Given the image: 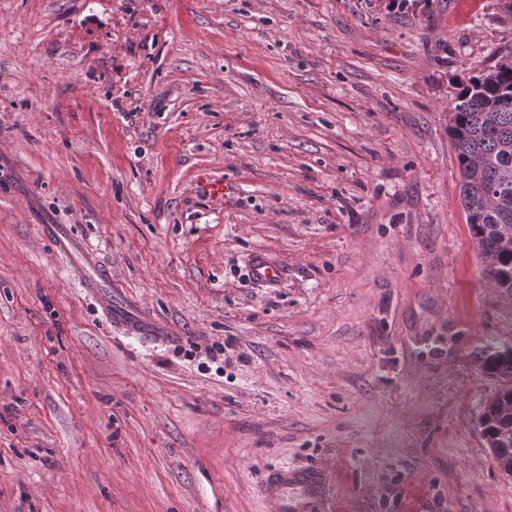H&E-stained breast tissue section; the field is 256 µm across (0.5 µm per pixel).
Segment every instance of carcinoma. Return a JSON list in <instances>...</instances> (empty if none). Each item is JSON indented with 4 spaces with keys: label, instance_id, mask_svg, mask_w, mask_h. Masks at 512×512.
I'll list each match as a JSON object with an SVG mask.
<instances>
[{
    "label": "carcinoma",
    "instance_id": "1",
    "mask_svg": "<svg viewBox=\"0 0 512 512\" xmlns=\"http://www.w3.org/2000/svg\"><path fill=\"white\" fill-rule=\"evenodd\" d=\"M448 137L456 155L460 200L482 262V273L512 299V49L459 83ZM484 376L499 382L479 427L493 459L512 476V345L481 353Z\"/></svg>",
    "mask_w": 512,
    "mask_h": 512
}]
</instances>
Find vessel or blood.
Instances as JSON below:
<instances>
[{
    "label": "vessel or blood",
    "mask_w": 512,
    "mask_h": 512,
    "mask_svg": "<svg viewBox=\"0 0 512 512\" xmlns=\"http://www.w3.org/2000/svg\"><path fill=\"white\" fill-rule=\"evenodd\" d=\"M41 230L55 252L66 257L81 275L86 290L103 299L104 313H111V268L73 232L70 225L45 224ZM249 270L253 280L267 285L278 283L283 275L281 264L264 252L251 257ZM262 493L274 512H321L326 498V475L317 466H283L268 476Z\"/></svg>",
    "instance_id": "vessel-or-blood-1"
}]
</instances>
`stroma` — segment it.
Instances as JSON below:
<instances>
[{"instance_id": "35a3bbf8", "label": "stroma", "mask_w": 512, "mask_h": 512, "mask_svg": "<svg viewBox=\"0 0 512 512\" xmlns=\"http://www.w3.org/2000/svg\"><path fill=\"white\" fill-rule=\"evenodd\" d=\"M385 3L0 0V512H272L268 475L308 464L326 512H512L477 426L512 302L448 138L512 0ZM56 253L66 257L71 266L81 275L84 288L96 298H104L103 311L112 322V269L99 259L87 243L77 236L71 225L45 224L41 227ZM249 271L253 280L272 285L281 280L283 267L267 253L257 252L249 260Z\"/></svg>"}]
</instances>
